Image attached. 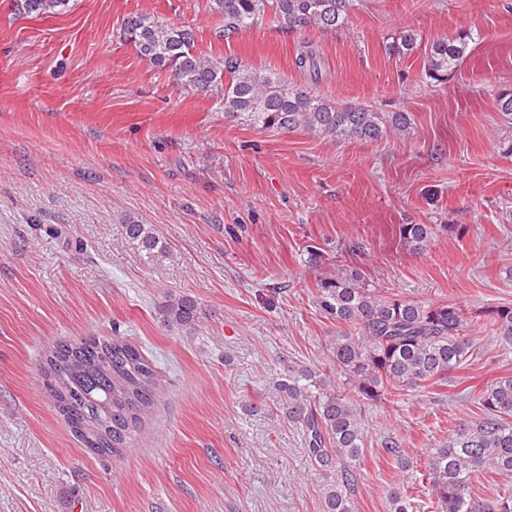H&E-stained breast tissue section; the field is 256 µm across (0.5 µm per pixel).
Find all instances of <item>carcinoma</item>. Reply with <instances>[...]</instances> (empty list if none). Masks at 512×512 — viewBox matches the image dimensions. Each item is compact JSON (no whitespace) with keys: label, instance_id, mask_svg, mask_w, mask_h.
<instances>
[{"label":"carcinoma","instance_id":"obj_1","mask_svg":"<svg viewBox=\"0 0 512 512\" xmlns=\"http://www.w3.org/2000/svg\"><path fill=\"white\" fill-rule=\"evenodd\" d=\"M28 16L50 17L68 8L69 0H13ZM224 18L223 37L249 30L265 17L286 32L317 28L346 29L356 0H209ZM121 37L138 56L159 70H170L181 88L214 93L224 118L261 130L293 132L337 142L378 141L404 136L411 129L406 112H380L370 106L341 105L305 86L291 85L270 70L253 69L235 56L213 57L194 51L190 30L146 13L123 19ZM472 33L431 44L424 72L443 83L471 53ZM421 45L420 34L404 29L392 36L390 53L410 56ZM298 68L314 77L320 59L311 49L295 56ZM128 241L149 263L173 259L171 246L151 225L128 219ZM403 239L416 252L432 236L427 224H407ZM315 304L343 326L327 338L325 362H289L269 393V401L288 423L306 434L305 452L323 481V512H357L356 500L365 453L370 407L404 391L436 389L448 384V373L474 355L465 337L472 319L454 302L424 304L385 294L357 276L342 273L316 282ZM201 314L189 296L171 293L164 305L167 325L193 328ZM491 341L501 354L512 355V306L484 311ZM41 383L59 412L84 445L98 454L119 456L136 440L154 405L156 366L120 336L60 342L42 362ZM481 418L431 449L424 470L401 443L388 437L383 450L400 472L401 484L390 492L391 512H413L409 483H429L436 512H512V491L492 502L475 501L476 477L488 470L512 480V376L497 377L475 396Z\"/></svg>","mask_w":512,"mask_h":512}]
</instances>
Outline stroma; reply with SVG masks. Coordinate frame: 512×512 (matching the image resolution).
<instances>
[{
  "mask_svg": "<svg viewBox=\"0 0 512 512\" xmlns=\"http://www.w3.org/2000/svg\"><path fill=\"white\" fill-rule=\"evenodd\" d=\"M131 13L336 102L409 113L411 132L336 143L227 121L215 96L182 91L121 39ZM404 27L425 46L462 29L475 43L438 85L423 50L389 54ZM223 29L208 0H70L47 18L0 0V512H322L303 430L264 402L284 364L323 362L337 324L312 294L338 270L460 303L477 348L439 393L370 409L358 512L389 510L385 438L427 458L479 417L464 388L512 374L479 318L512 305V120L497 101L512 91V0H359L336 33L268 18ZM304 45L319 79L294 63ZM129 218L173 259L145 262ZM406 224L431 225L425 251L404 245ZM171 292L199 302L193 329L164 322ZM113 334L143 346L159 379L119 457L84 447L39 373L56 343Z\"/></svg>",
  "mask_w": 512,
  "mask_h": 512,
  "instance_id": "35a3bbf8",
  "label": "stroma"
}]
</instances>
